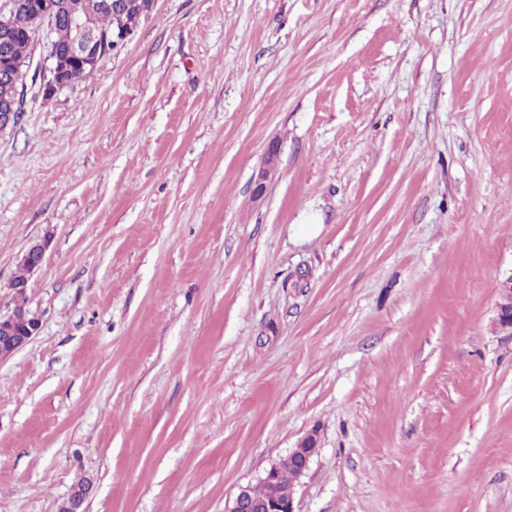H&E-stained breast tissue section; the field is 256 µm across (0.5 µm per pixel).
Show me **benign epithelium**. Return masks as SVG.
<instances>
[{
  "mask_svg": "<svg viewBox=\"0 0 512 512\" xmlns=\"http://www.w3.org/2000/svg\"><path fill=\"white\" fill-rule=\"evenodd\" d=\"M34 28L33 46L43 48L39 60L29 57L22 66H0L10 77L12 99L4 104L0 114V127L5 129L18 121L24 112L27 93H32L45 101L52 99L58 92L71 86L78 80L80 70L89 64H98L104 57L118 51L133 31H101L91 26L89 17L70 20L76 31V38L70 44L64 58H59L57 48L52 42L42 40L44 33L51 32L58 19L57 5L54 0H33ZM278 149L274 146L267 151L263 167L258 174L257 192H262L266 180L274 176V158ZM496 325L512 335V274L502 280L498 288L495 305ZM39 324L36 318L11 314L0 316V359L7 358L25 347L36 335ZM316 432L305 435L288 455L266 471L262 483L268 488L263 498L252 495L251 487L240 489L231 507L225 512H294L295 484L284 489L277 480L278 470L288 465L303 475L308 469L311 458L317 450Z\"/></svg>",
  "mask_w": 512,
  "mask_h": 512,
  "instance_id": "1",
  "label": "benign epithelium"
}]
</instances>
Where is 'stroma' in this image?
I'll return each mask as SVG.
<instances>
[{
  "instance_id": "1",
  "label": "stroma",
  "mask_w": 512,
  "mask_h": 512,
  "mask_svg": "<svg viewBox=\"0 0 512 512\" xmlns=\"http://www.w3.org/2000/svg\"><path fill=\"white\" fill-rule=\"evenodd\" d=\"M510 274L512 0H155L0 130V512H226L311 431L295 512H512ZM495 311L496 325L512 335V274L499 284ZM20 323L26 327L21 334H15V326ZM39 329L35 317H16L11 315L0 316V359L7 358L25 347L36 335Z\"/></svg>"
}]
</instances>
